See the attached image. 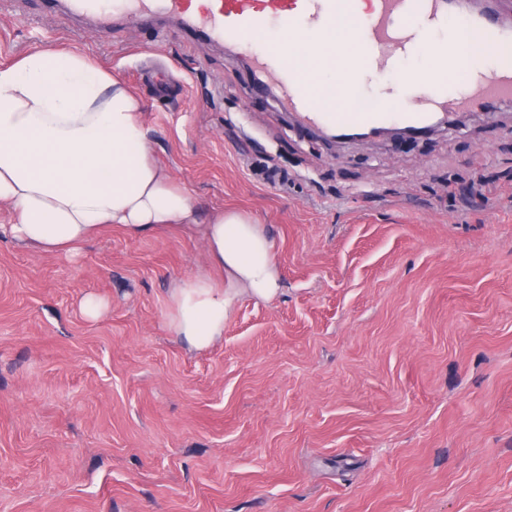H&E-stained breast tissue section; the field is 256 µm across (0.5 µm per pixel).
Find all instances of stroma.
Listing matches in <instances>:
<instances>
[{
  "instance_id": "35a3bbf8",
  "label": "stroma",
  "mask_w": 512,
  "mask_h": 512,
  "mask_svg": "<svg viewBox=\"0 0 512 512\" xmlns=\"http://www.w3.org/2000/svg\"><path fill=\"white\" fill-rule=\"evenodd\" d=\"M36 49L122 80L198 221L263 225L280 290L192 351L166 311L212 272L199 237L1 236L0 512H512L511 110L335 148L179 22L0 0V64Z\"/></svg>"
}]
</instances>
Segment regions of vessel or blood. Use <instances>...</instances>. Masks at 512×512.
Segmentation results:
<instances>
[{"mask_svg": "<svg viewBox=\"0 0 512 512\" xmlns=\"http://www.w3.org/2000/svg\"><path fill=\"white\" fill-rule=\"evenodd\" d=\"M369 3L365 23L355 29L364 52L383 51L389 67L423 46L434 58L435 78L414 84L408 107H396L391 91L368 105L335 104V87L326 85L316 93L300 82L292 53L252 44L270 22L283 38L306 32L318 41H335L337 21L353 14L352 0H210L195 11L190 0H66L79 17L103 20L117 8L203 28L211 39L250 54L259 83L273 85L281 109L304 130L340 136L388 127L417 132L437 114L452 122L465 114L512 106V20L495 5L464 14L454 0Z\"/></svg>", "mask_w": 512, "mask_h": 512, "instance_id": "vessel-or-blood-1", "label": "vessel or blood"}]
</instances>
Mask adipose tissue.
I'll use <instances>...</instances> for the list:
<instances>
[{"mask_svg": "<svg viewBox=\"0 0 512 512\" xmlns=\"http://www.w3.org/2000/svg\"><path fill=\"white\" fill-rule=\"evenodd\" d=\"M310 43L292 44L305 77L349 91L355 41L345 40L338 68L323 71ZM0 202L16 213L0 233L46 254L77 255L113 226L131 236L181 230L200 236L208 264L233 286L260 299L279 290L274 243L261 224L221 210L198 223L187 189L154 163L123 82L80 55L37 50L0 66ZM233 299L211 277H189L168 294L167 324L189 349L204 350L223 337Z\"/></svg>", "mask_w": 512, "mask_h": 512, "instance_id": "obj_1", "label": "adipose tissue"}]
</instances>
